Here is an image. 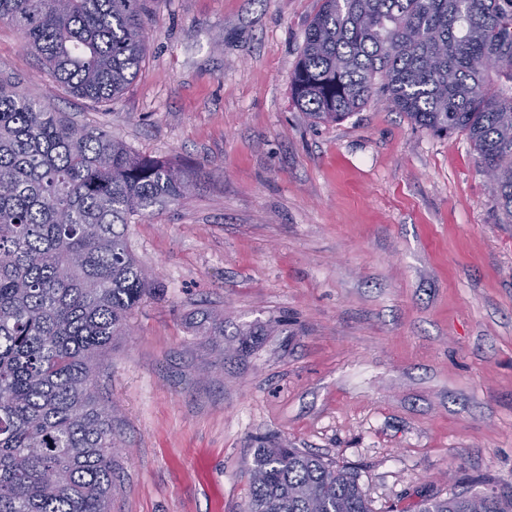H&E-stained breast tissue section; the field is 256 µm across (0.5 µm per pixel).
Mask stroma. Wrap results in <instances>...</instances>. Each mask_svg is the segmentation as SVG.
Masks as SVG:
<instances>
[{
	"instance_id": "1",
	"label": "stroma",
	"mask_w": 512,
	"mask_h": 512,
	"mask_svg": "<svg viewBox=\"0 0 512 512\" xmlns=\"http://www.w3.org/2000/svg\"><path fill=\"white\" fill-rule=\"evenodd\" d=\"M318 8L151 0L146 58L108 105L0 22V79L194 183L128 228L161 289L96 375L110 512H246L268 440L352 472L373 512L512 491V222L465 134L380 95L330 124L295 104Z\"/></svg>"
}]
</instances>
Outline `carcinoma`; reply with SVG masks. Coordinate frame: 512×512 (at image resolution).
Here are the masks:
<instances>
[{"label": "carcinoma", "mask_w": 512, "mask_h": 512, "mask_svg": "<svg viewBox=\"0 0 512 512\" xmlns=\"http://www.w3.org/2000/svg\"><path fill=\"white\" fill-rule=\"evenodd\" d=\"M147 0H0L68 93L122 95L147 50ZM335 123L383 93L435 134L473 143L512 217V0H320L291 80ZM181 167L130 152L0 80V512H109L112 410L95 375L154 292L131 252L137 218L184 199ZM512 512L464 488L420 512ZM247 512H372L356 478L299 448H258Z\"/></svg>", "instance_id": "carcinoma-1"}]
</instances>
